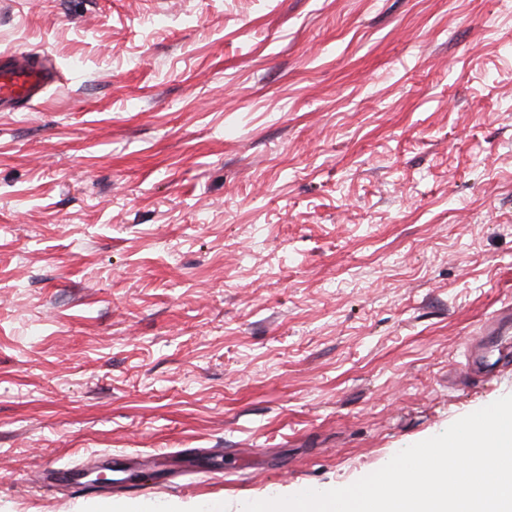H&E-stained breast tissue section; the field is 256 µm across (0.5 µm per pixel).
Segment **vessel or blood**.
I'll return each instance as SVG.
<instances>
[{"label":"vessel or blood","instance_id":"vessel-or-blood-1","mask_svg":"<svg viewBox=\"0 0 512 512\" xmlns=\"http://www.w3.org/2000/svg\"><path fill=\"white\" fill-rule=\"evenodd\" d=\"M56 80V71L31 53L0 54V112H13L38 100Z\"/></svg>","mask_w":512,"mask_h":512}]
</instances>
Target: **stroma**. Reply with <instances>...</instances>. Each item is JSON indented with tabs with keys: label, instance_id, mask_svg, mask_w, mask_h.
I'll return each instance as SVG.
<instances>
[{
	"label": "stroma",
	"instance_id": "35a3bbf8",
	"mask_svg": "<svg viewBox=\"0 0 512 512\" xmlns=\"http://www.w3.org/2000/svg\"><path fill=\"white\" fill-rule=\"evenodd\" d=\"M0 512L348 486L512 394V0H0ZM137 456L107 495L89 454ZM0 60V112L38 100L57 80L56 71L31 53H1ZM500 364H508V361L501 357L492 360L488 355L479 353L475 349L468 361L467 368L472 374L486 379L495 372Z\"/></svg>",
	"mask_w": 512,
	"mask_h": 512
}]
</instances>
